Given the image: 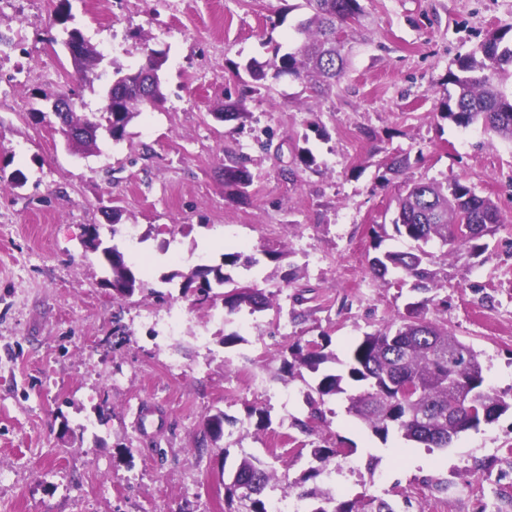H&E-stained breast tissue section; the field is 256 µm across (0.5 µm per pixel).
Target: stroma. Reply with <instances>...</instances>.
I'll list each match as a JSON object with an SVG mask.
<instances>
[{"label":"stroma","instance_id":"35a3bbf8","mask_svg":"<svg viewBox=\"0 0 512 512\" xmlns=\"http://www.w3.org/2000/svg\"><path fill=\"white\" fill-rule=\"evenodd\" d=\"M58 3L0 7V169L27 177L20 188L0 179V512H225L224 468L245 452L276 454L277 472L298 478L310 458L292 422L306 417L315 377L276 380L280 352L325 335L343 359L405 314L417 299L410 278L379 279L369 260L413 244L391 234L375 244L371 229L390 223L404 179L447 177L491 197L502 222L479 256L431 245L440 287L424 314L480 352L486 390L510 410L427 448L373 435L336 396L307 439L341 450L317 479L336 499L378 496L396 512H512V142L439 115L457 59L489 33L512 31V0H361L341 82L316 96L301 81L269 80L247 98L252 118L242 123L214 114L237 99L239 65L268 60L276 43L295 47L302 0H68L64 25ZM73 28L96 47L120 44L100 79L76 75L64 45ZM154 50L166 54L165 101L123 141L104 135L78 150L33 119L70 90L77 112L99 111L114 67L138 68ZM303 145L316 167L282 178ZM228 150L253 175L246 197L224 185ZM394 156L408 157L405 178L384 177ZM91 227L104 244L142 255L144 290L114 296L100 252L86 245ZM227 248L288 250L310 288L305 318L291 321L295 289L266 260L233 277L263 289L272 308L223 321V302L197 303L164 282L198 261L220 263ZM157 291L171 301L156 302ZM176 316L186 328L171 337ZM234 331L241 342L224 346ZM148 405L157 415H142ZM218 408L232 422L200 448Z\"/></svg>","mask_w":512,"mask_h":512}]
</instances>
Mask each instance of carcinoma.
Listing matches in <instances>:
<instances>
[{
	"mask_svg": "<svg viewBox=\"0 0 512 512\" xmlns=\"http://www.w3.org/2000/svg\"><path fill=\"white\" fill-rule=\"evenodd\" d=\"M304 17L295 26L297 47L280 53L275 45L267 61L249 60L244 70L251 79L240 98L224 104L216 117L222 121L245 119V97L266 86L268 78L288 75L302 81L316 93L329 90L344 75L347 65L345 47L348 31L360 22L363 7L360 0H303ZM65 46L75 68L83 75L93 72L103 61V54L90 45L82 32L68 33ZM165 62L163 53L154 51L135 70H113L112 113L102 111L88 118L71 109L65 121L73 128L83 127L87 137L72 146L90 149L97 145L100 131L114 141L124 139L127 127L149 107L164 102L159 71ZM512 79V41L506 33L495 31L478 50L460 57L456 70L448 72V83L455 92L440 102V115L459 127L480 123L484 131L502 139L512 140V94H506L494 77ZM224 184L240 194L252 185V174L243 158L226 155ZM501 223V214L489 197L476 194L474 188L459 179L432 180L406 184L405 193L396 199L392 225L395 232L417 243L411 251H386L371 259L372 270L380 277L399 270L413 279V290L425 298L407 307L406 315L374 333H367L351 350L342 369L333 373L321 371L328 363H338L336 354L325 351L326 345L308 342L289 347L283 357L280 373L293 377L308 371L320 374L317 384L306 394L308 415L296 418L293 427L311 435L314 424L324 415L325 398L347 395V411L374 434L385 438L396 430L402 436L428 448H446L458 436L481 423H489L512 407L484 390V367L480 353L460 341L448 328L427 319L422 312L433 301L429 294L439 287L434 253L424 249L438 243L470 254L487 250L485 235L448 237L451 224L481 225L494 233ZM92 249L101 250L112 274V291L119 297H131L142 290L133 264L117 246H105L97 231H92ZM259 259L242 251L226 252L221 263H200L184 272L175 270L166 276L181 279L182 294L191 293L204 303L222 299L229 314L246 310L254 314L270 306L265 293L254 286L235 281L232 272L240 267L252 268ZM232 289L222 293L216 288ZM359 383L363 390L347 393V386ZM407 384L419 387L411 399L400 395ZM231 423L218 409L208 416L200 447L217 443L224 437V425ZM339 455L336 448L314 446L309 449L310 467L297 479L286 484L298 488L304 512H396L393 505L380 497L357 495L345 501L318 486L304 485L322 473ZM278 481L274 464L252 454H243L224 483L227 512H269L266 490Z\"/></svg>",
	"mask_w": 512,
	"mask_h": 512,
	"instance_id": "obj_1",
	"label": "carcinoma"
}]
</instances>
